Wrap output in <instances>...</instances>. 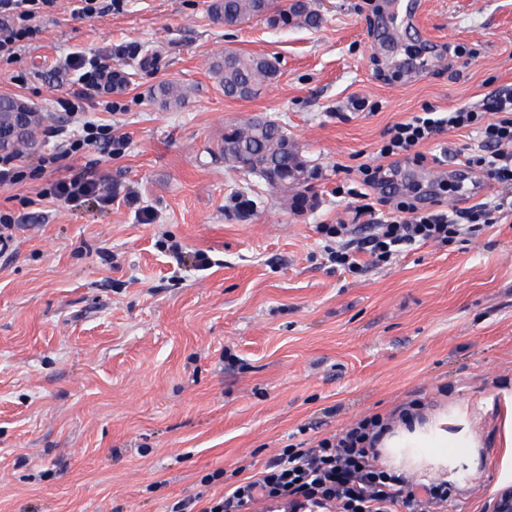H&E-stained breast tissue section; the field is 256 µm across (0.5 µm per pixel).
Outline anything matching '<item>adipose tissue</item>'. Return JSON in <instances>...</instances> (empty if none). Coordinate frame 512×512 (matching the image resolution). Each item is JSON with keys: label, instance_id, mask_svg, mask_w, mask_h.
<instances>
[{"label": "adipose tissue", "instance_id": "1", "mask_svg": "<svg viewBox=\"0 0 512 512\" xmlns=\"http://www.w3.org/2000/svg\"><path fill=\"white\" fill-rule=\"evenodd\" d=\"M461 435L448 431V411L424 412L422 418L396 422L380 442L383 455L408 468L444 464L449 449L458 447Z\"/></svg>", "mask_w": 512, "mask_h": 512}]
</instances>
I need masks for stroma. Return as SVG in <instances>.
I'll list each match as a JSON object with an SVG mask.
<instances>
[{
  "label": "stroma",
  "instance_id": "1",
  "mask_svg": "<svg viewBox=\"0 0 512 512\" xmlns=\"http://www.w3.org/2000/svg\"><path fill=\"white\" fill-rule=\"evenodd\" d=\"M388 3L314 0L319 29L276 30L224 27L210 0H121L87 20L58 0L40 43L0 63V96L42 115L28 158L88 119L125 139L118 156L70 160L119 186L111 206L37 201L50 172L0 187L19 219L0 253V512H168L223 495L235 469L256 474L289 439L414 399L464 411L477 442L448 460L449 512H487L512 486V216L357 277L323 252L319 225L353 217L337 186L376 159L388 127L512 85V0H418L412 28L391 23ZM227 48L277 58L276 82L225 97L209 64ZM471 48L475 60L454 58ZM78 51L128 73L112 111L58 104L59 87H79L60 68ZM164 81L188 88L185 107L153 101ZM356 97L377 110H353ZM261 113L299 144L313 207H285L216 154L225 127ZM474 142L442 134L427 150L445 164H398L395 185L423 208L436 194L484 202L488 186L451 173ZM177 246L210 268L177 261ZM220 470L226 480L205 483Z\"/></svg>",
  "mask_w": 512,
  "mask_h": 512
}]
</instances>
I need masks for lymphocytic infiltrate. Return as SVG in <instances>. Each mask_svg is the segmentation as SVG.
Masks as SVG:
<instances>
[{
    "instance_id": "obj_1",
    "label": "lymphocytic infiltrate",
    "mask_w": 512,
    "mask_h": 512,
    "mask_svg": "<svg viewBox=\"0 0 512 512\" xmlns=\"http://www.w3.org/2000/svg\"><path fill=\"white\" fill-rule=\"evenodd\" d=\"M56 5L57 0H0V60L15 59L23 49L37 43L44 30L42 21ZM67 65L78 72L81 82L80 89L70 92L65 101L69 112H79L84 101L110 90L109 65L87 63L78 53L68 57ZM461 129L478 135V150L465 157V166L499 185L511 186L512 88L508 86L487 97L481 108L437 112L427 107L389 127L379 150V163L358 169L363 186L386 188L388 162H424L422 145L444 131ZM115 143L110 126L87 122L81 135L62 150L39 155L35 168L59 169L63 160L93 148L115 156L119 153ZM115 194V188L95 166L87 164L48 183L37 198H51L71 207L93 199L108 206ZM507 211H512V200L504 197L456 210L452 215L425 213L415 202L402 200L383 223L369 225L366 235H355L353 227L342 221L320 225L319 231L329 240L324 247L328 262L355 273L366 261L380 268L414 247L455 242L494 224L497 215ZM389 429L388 419L372 414L316 445H288L267 462L257 478L241 481L204 506L195 498L180 499L169 512H252L260 502L268 512H448L455 492L450 481L413 480L379 465L377 444Z\"/></svg>"
}]
</instances>
